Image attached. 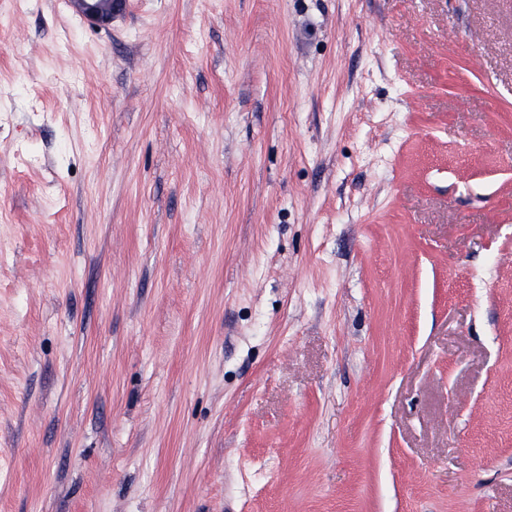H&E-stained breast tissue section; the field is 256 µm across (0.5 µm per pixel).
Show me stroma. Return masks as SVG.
<instances>
[{"label":"stroma","mask_w":512,"mask_h":512,"mask_svg":"<svg viewBox=\"0 0 512 512\" xmlns=\"http://www.w3.org/2000/svg\"><path fill=\"white\" fill-rule=\"evenodd\" d=\"M0 512H512V0H0ZM124 0H71L75 10L90 24L105 26L112 16L122 10Z\"/></svg>","instance_id":"obj_1"}]
</instances>
